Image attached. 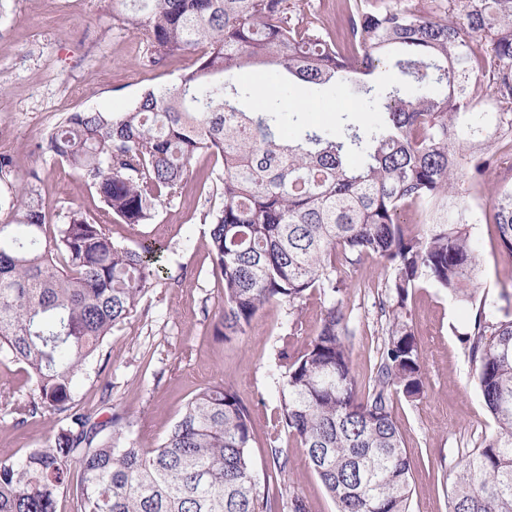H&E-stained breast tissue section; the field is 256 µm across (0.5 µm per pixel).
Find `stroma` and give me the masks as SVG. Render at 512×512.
<instances>
[{
	"label": "stroma",
	"instance_id": "stroma-1",
	"mask_svg": "<svg viewBox=\"0 0 512 512\" xmlns=\"http://www.w3.org/2000/svg\"><path fill=\"white\" fill-rule=\"evenodd\" d=\"M136 32L112 11V0H0V153L14 159L16 180L38 174L36 183L52 224L63 223L73 208L100 217L115 241L134 247H162L160 272L136 314L103 344L77 383L78 409L103 421L123 416L142 445L155 447L179 419L199 388L216 381L230 385L248 405L254 427L251 456L257 479L272 468L265 440L266 421L280 389L276 367L280 335L288 318L273 304L260 312L244 335H216L222 291L213 272L210 226L203 215L221 197L202 192L189 179L181 197L160 209L149 224L130 226L104 216L93 189L75 171L37 149L44 133L64 115L103 109L122 110L147 88L177 80L191 61L172 58L157 68L141 63ZM243 83L264 82L289 105L305 104L310 123L333 127L340 112L361 109L352 87L310 88L281 85L262 67L240 75ZM472 233L481 253L478 295L489 302L512 294V260L501 253L494 225L484 220L486 196L470 197ZM388 271L365 258L346 269L350 285L351 370L365 379L377 358L385 323L378 302ZM422 353L424 394L415 401L395 399L393 413L412 462L411 512H448L455 466L495 431L493 420L472 380L461 341L475 314L470 304L448 297L424 282L408 302ZM111 381V395L102 392ZM0 460H17L45 445L62 427L54 415L16 424L11 408L26 399L31 384L22 364L0 355ZM291 466L281 481L302 493L309 512H336L302 449L289 450Z\"/></svg>",
	"mask_w": 512,
	"mask_h": 512
}]
</instances>
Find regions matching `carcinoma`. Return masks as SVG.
Returning <instances> with one entry per match:
<instances>
[{
    "instance_id": "carcinoma-1",
    "label": "carcinoma",
    "mask_w": 512,
    "mask_h": 512,
    "mask_svg": "<svg viewBox=\"0 0 512 512\" xmlns=\"http://www.w3.org/2000/svg\"><path fill=\"white\" fill-rule=\"evenodd\" d=\"M141 37L142 62L174 56L192 66L172 85L145 90L123 110L69 113L37 144L95 190L105 214L148 224L182 195L202 154L220 163L222 206L206 214L223 290L218 334L246 333L267 306L289 310L277 367L283 388L268 422L270 465L283 475L290 438L303 449L337 512H410L411 460L393 418L397 396L424 392L422 354L408 317L424 281L471 302L481 268L463 220L471 188L488 191L487 223L512 259V187L484 174L512 158V0H448L445 17L367 11L345 0L332 37L307 0H113ZM273 66L284 84H353L373 114L336 128L255 105L235 80ZM388 67L385 83L354 79ZM416 206L417 224L401 221ZM0 353L24 364L32 392L12 408L18 424L64 415L67 427L25 457L0 461V512H307L286 485H260L250 454L251 413L232 387L198 389L165 440L146 448L116 414L76 410L77 378L103 341L134 313L159 272L161 248L112 239L80 208L50 228L29 184L0 199ZM375 256L389 270L384 338L371 374L350 367V285ZM327 300L302 350L299 306ZM462 342L495 434L458 464L449 512H512V318L480 301Z\"/></svg>"
}]
</instances>
